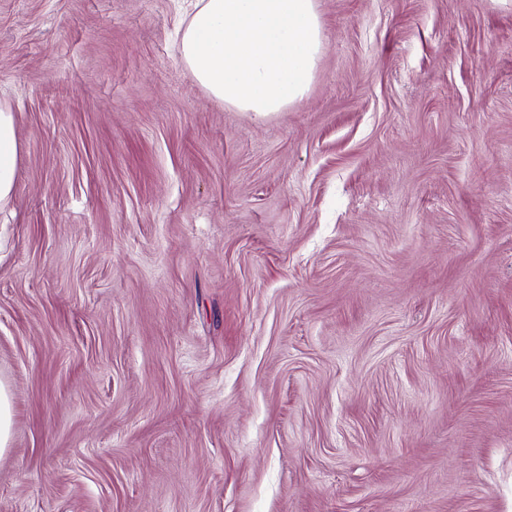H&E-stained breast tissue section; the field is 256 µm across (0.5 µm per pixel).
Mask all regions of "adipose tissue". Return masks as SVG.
<instances>
[{
  "label": "adipose tissue",
  "instance_id": "obj_1",
  "mask_svg": "<svg viewBox=\"0 0 512 512\" xmlns=\"http://www.w3.org/2000/svg\"><path fill=\"white\" fill-rule=\"evenodd\" d=\"M314 0H198L181 30L193 80L243 112H276L301 99L320 51ZM15 119L0 107V207L14 191Z\"/></svg>",
  "mask_w": 512,
  "mask_h": 512
}]
</instances>
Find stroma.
<instances>
[{"label":"stroma","mask_w":512,"mask_h":512,"mask_svg":"<svg viewBox=\"0 0 512 512\" xmlns=\"http://www.w3.org/2000/svg\"><path fill=\"white\" fill-rule=\"evenodd\" d=\"M193 0H0V512H512V6L316 0L313 80ZM321 39L313 0H198L180 46L211 95L242 112H277L303 97ZM18 160L19 143L13 112L0 107V208L12 198ZM12 427L11 398L5 386L0 384V455L8 447Z\"/></svg>","instance_id":"stroma-1"}]
</instances>
